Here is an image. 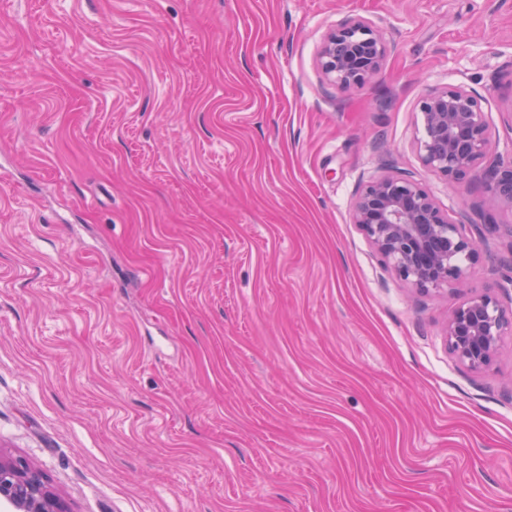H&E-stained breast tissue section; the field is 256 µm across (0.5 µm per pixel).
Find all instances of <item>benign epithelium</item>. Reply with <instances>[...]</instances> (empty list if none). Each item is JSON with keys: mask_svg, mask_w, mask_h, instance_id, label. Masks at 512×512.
Returning <instances> with one entry per match:
<instances>
[{"mask_svg": "<svg viewBox=\"0 0 512 512\" xmlns=\"http://www.w3.org/2000/svg\"><path fill=\"white\" fill-rule=\"evenodd\" d=\"M389 51L383 35L362 19H346L325 36L318 67L340 89L362 87L380 72ZM485 98L464 87L426 94L419 108L426 136L418 143L420 160L448 184L479 181L512 205V159L491 154ZM359 225L398 278L419 288L460 285L471 262L481 259L480 242L465 237L411 176L397 172L375 178L360 190L353 208ZM512 318L490 294L455 306L448 317V345L474 371L490 367ZM0 501L16 512H71L42 474L22 458L0 454Z\"/></svg>", "mask_w": 512, "mask_h": 512, "instance_id": "7a95c632", "label": "benign epithelium"}]
</instances>
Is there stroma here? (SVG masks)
<instances>
[{"label":"stroma","instance_id":"35a3bbf8","mask_svg":"<svg viewBox=\"0 0 512 512\" xmlns=\"http://www.w3.org/2000/svg\"><path fill=\"white\" fill-rule=\"evenodd\" d=\"M347 18L391 47L327 83ZM512 158V0H0V449L73 512H512V204L420 161L421 97ZM405 171L483 255L409 287L352 222ZM389 51L383 35L362 19H346L325 36L318 67L340 89L362 87L380 72ZM490 294L470 298L455 306L448 317V345L455 357L474 371L490 367L512 318Z\"/></svg>","mask_w":512,"mask_h":512}]
</instances>
